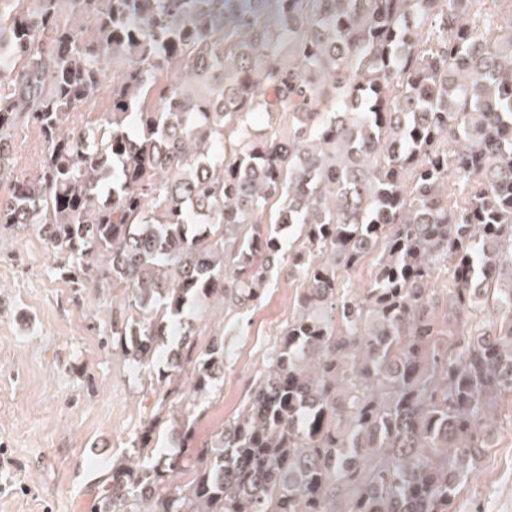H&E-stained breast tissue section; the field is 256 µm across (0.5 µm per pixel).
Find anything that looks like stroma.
I'll return each mask as SVG.
<instances>
[{
    "instance_id": "35a3bbf8",
    "label": "stroma",
    "mask_w": 512,
    "mask_h": 512,
    "mask_svg": "<svg viewBox=\"0 0 512 512\" xmlns=\"http://www.w3.org/2000/svg\"><path fill=\"white\" fill-rule=\"evenodd\" d=\"M301 284L275 269L260 305L238 321L203 313L193 336L203 351L224 337V373L216 389H191L193 364L168 383L163 337L149 370L112 352V292L64 278L41 235L16 230L0 241V512H88L90 492L112 461L132 454L151 431V447L181 446L177 426L193 422L195 447L232 418L265 367L266 351L292 314ZM488 446L461 489L455 512H512V399L502 398Z\"/></svg>"
}]
</instances>
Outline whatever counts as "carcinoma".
Listing matches in <instances>:
<instances>
[{
    "mask_svg": "<svg viewBox=\"0 0 512 512\" xmlns=\"http://www.w3.org/2000/svg\"><path fill=\"white\" fill-rule=\"evenodd\" d=\"M3 179L0 238L115 291L134 366L171 322L186 348L209 307H256L281 260L303 285L210 447L185 423L180 454L112 462L93 512H454L512 395V0H4ZM223 365L214 335L193 390ZM15 156L17 159L16 172H29L35 169L41 156V140L33 129H25L17 137Z\"/></svg>",
    "mask_w": 512,
    "mask_h": 512,
    "instance_id": "carcinoma-1",
    "label": "carcinoma"
}]
</instances>
